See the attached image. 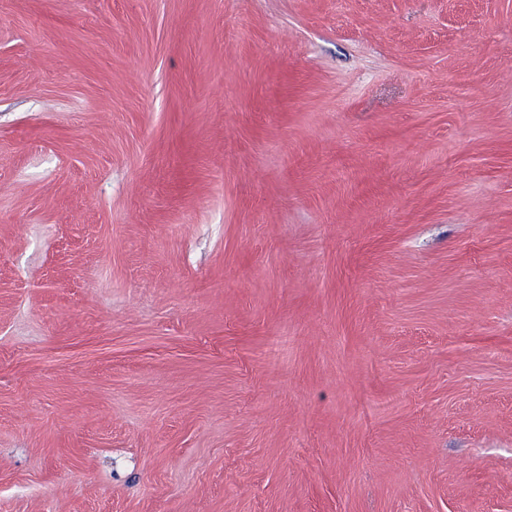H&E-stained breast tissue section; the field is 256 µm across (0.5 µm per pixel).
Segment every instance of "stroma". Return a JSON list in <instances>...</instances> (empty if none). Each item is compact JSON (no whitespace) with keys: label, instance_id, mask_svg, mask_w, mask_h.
Instances as JSON below:
<instances>
[{"label":"stroma","instance_id":"stroma-1","mask_svg":"<svg viewBox=\"0 0 512 512\" xmlns=\"http://www.w3.org/2000/svg\"><path fill=\"white\" fill-rule=\"evenodd\" d=\"M512 0H0V512H512Z\"/></svg>","mask_w":512,"mask_h":512}]
</instances>
